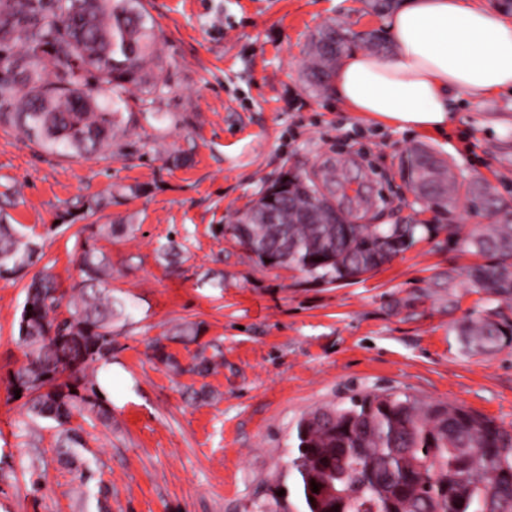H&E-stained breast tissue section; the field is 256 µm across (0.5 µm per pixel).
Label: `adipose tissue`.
I'll use <instances>...</instances> for the list:
<instances>
[{
  "mask_svg": "<svg viewBox=\"0 0 512 512\" xmlns=\"http://www.w3.org/2000/svg\"><path fill=\"white\" fill-rule=\"evenodd\" d=\"M394 45L383 57L353 48L332 81L350 111L439 135L451 103L512 95V21L474 0H402L386 20Z\"/></svg>",
  "mask_w": 512,
  "mask_h": 512,
  "instance_id": "1",
  "label": "adipose tissue"
}]
</instances>
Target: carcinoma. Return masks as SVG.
Segmentation results:
<instances>
[{
  "label": "carcinoma",
  "mask_w": 512,
  "mask_h": 512,
  "mask_svg": "<svg viewBox=\"0 0 512 512\" xmlns=\"http://www.w3.org/2000/svg\"><path fill=\"white\" fill-rule=\"evenodd\" d=\"M386 49L376 31L351 33L323 27L309 42L310 85L329 89L336 61L351 39ZM157 35L143 0H0V128L22 132L38 147L58 155L112 153L127 130L117 108L121 93L139 92L141 106L165 93L151 64L158 60ZM434 156L410 153L406 170L420 184ZM280 183L273 215L257 217L266 193ZM310 178L287 172L263 188L231 225L237 241L259 246L257 260L293 267L328 284L357 279L404 251L415 225L334 224L329 212L307 219L300 190ZM426 201L446 204L462 193L488 209L500 201L477 181L448 187L421 184ZM485 259L467 272L471 287L488 301L512 302V224H488L467 239ZM38 247L0 217V279H18L33 265ZM80 281L59 288L48 266L32 277L18 325L26 362L11 375L12 389L26 398L30 415L60 428L58 452L67 463L82 461L86 443L74 414L92 413L107 425L112 416L94 369L112 364L114 326L110 258L95 245L84 247ZM69 316H61V309ZM496 309L459 323L456 335L469 355L490 354L512 340L509 328L488 317ZM171 341L196 342L199 324L170 331ZM152 357L180 373L204 375L220 366L221 352L200 346L183 367L162 339ZM297 454L291 461L296 501L273 495L275 510L255 512H512V434L463 406L424 402L407 394H367L348 407L313 413L297 426ZM318 491H313V485Z\"/></svg>",
  "instance_id": "carcinoma-1"
}]
</instances>
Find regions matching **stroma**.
I'll return each mask as SVG.
<instances>
[{
	"mask_svg": "<svg viewBox=\"0 0 512 512\" xmlns=\"http://www.w3.org/2000/svg\"><path fill=\"white\" fill-rule=\"evenodd\" d=\"M167 94L135 115L109 157L60 156L0 129V193L10 223L42 247L23 279H0V512H97L98 480L112 512H251L293 485L299 421L368 393L461 405L512 433V343L468 355L454 326L486 308L464 239L490 220L467 206L435 214L413 196L405 160L424 147L462 178L512 202V97L460 100L446 134L366 120L304 72L310 37L327 24L383 30L365 0H144ZM312 178L361 224H428L378 271L326 284L271 268L227 229L282 174ZM128 232L97 236L78 214ZM112 261L124 304L105 387L112 424L74 416L89 449L79 479L56 454L53 422L33 420L10 376L25 362L18 324L29 276L48 265L62 288L80 279L86 242ZM458 305L449 308L448 295ZM195 322L223 356L207 376L152 360L149 342Z\"/></svg>",
	"mask_w": 512,
	"mask_h": 512,
	"instance_id": "stroma-1",
	"label": "stroma"
}]
</instances>
